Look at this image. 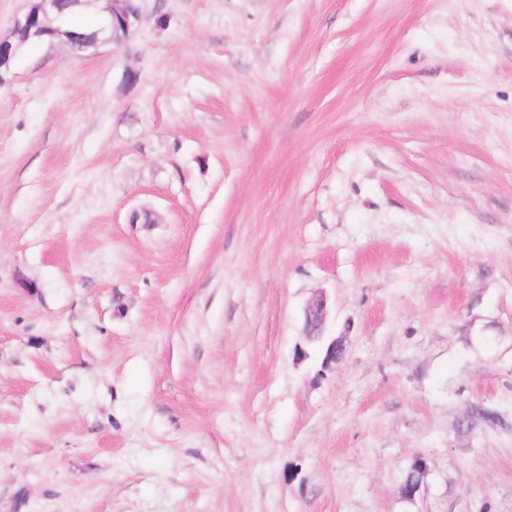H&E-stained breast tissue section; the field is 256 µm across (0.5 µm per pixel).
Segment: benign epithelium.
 <instances>
[{
    "label": "benign epithelium",
    "mask_w": 512,
    "mask_h": 512,
    "mask_svg": "<svg viewBox=\"0 0 512 512\" xmlns=\"http://www.w3.org/2000/svg\"><path fill=\"white\" fill-rule=\"evenodd\" d=\"M110 5L103 11L98 29L89 34L78 35L73 31H64L59 22L64 10L63 0H30L25 14L16 21L12 32L0 36V69H7L15 53L30 37L47 35L58 39L71 47L84 51L100 43L115 42L120 38V28L130 30L139 21L140 6L138 0H108ZM327 317V305L323 297L310 301L305 309V335L308 338H322Z\"/></svg>",
    "instance_id": "benign-epithelium-1"
}]
</instances>
